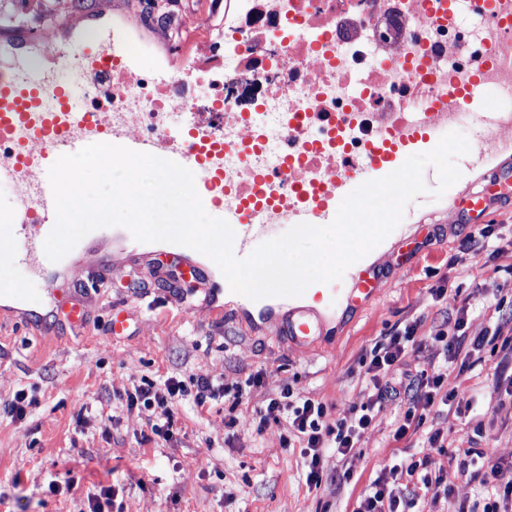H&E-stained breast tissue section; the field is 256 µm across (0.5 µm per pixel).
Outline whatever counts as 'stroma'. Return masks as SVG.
<instances>
[{"label":"stroma","instance_id":"obj_1","mask_svg":"<svg viewBox=\"0 0 512 512\" xmlns=\"http://www.w3.org/2000/svg\"><path fill=\"white\" fill-rule=\"evenodd\" d=\"M243 2L158 0V6L167 16L210 14L218 41ZM127 27L146 64L162 72L180 69L195 49L193 33L174 52L139 30L136 20ZM481 225L486 235L462 223L449 199L403 216L360 261L382 275L377 296L366 305L354 295L343 299L324 316L326 335L307 348L290 346L277 321L253 324L228 293L219 296L223 320L199 305L186 310L168 277L188 273L187 264L168 243H141L123 228L83 237L77 244L82 257L72 267L18 268L32 288L43 278L61 289L87 281L102 259L111 261L112 275L88 290L90 324L82 335L53 325L0 326V512H88L90 500L108 486L122 512H353L380 467L409 454L441 462L440 477L454 500L473 502V485L453 460L457 449L512 462V371H497L501 352L486 349L480 360L449 364L445 387L457 390V401L433 420L448 434L446 448L427 447L412 433L394 439L408 399L392 398L362 436L359 454L344 461L326 455L317 489L305 482L299 448L282 447L279 427L258 435L247 420L285 388L323 402L330 418L347 415L363 400V358L377 341L408 326L428 345L394 365L393 375L418 378L443 358L430 336L452 329L461 307L468 310L467 336L512 338V200L495 202ZM142 280L150 289L139 288ZM438 286L444 298L433 295ZM491 301L499 307L489 312ZM116 303L135 315L121 336L109 325ZM258 369L261 387L248 390L237 409L225 401L204 410L186 400L174 403L173 444L152 434L154 410L127 408L122 399L144 376L187 383L204 374L231 384ZM21 389L36 403L19 419L7 404ZM232 416L239 423L230 429ZM69 470L76 485L50 493L49 483L63 481Z\"/></svg>","mask_w":512,"mask_h":512}]
</instances>
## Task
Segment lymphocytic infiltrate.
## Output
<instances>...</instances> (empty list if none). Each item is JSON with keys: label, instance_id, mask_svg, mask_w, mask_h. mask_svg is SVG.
I'll use <instances>...</instances> for the list:
<instances>
[{"label": "lymphocytic infiltrate", "instance_id": "obj_1", "mask_svg": "<svg viewBox=\"0 0 512 512\" xmlns=\"http://www.w3.org/2000/svg\"><path fill=\"white\" fill-rule=\"evenodd\" d=\"M465 322V317H457L453 331L442 329L435 334L434 340L442 344L446 360L431 364L429 372L421 373L419 389L403 416L402 424L394 433L395 438H403L411 431L421 432L426 435L430 447H443L446 441L444 433L429 425L428 418L435 407L455 401L457 397L456 391L443 389L447 362L461 352L472 353L485 345L484 339L464 335ZM416 345L413 329L409 326L376 342L365 368V401L352 406L346 416L336 421H329L327 408L322 402L286 389L279 397L269 399L264 407L256 410L251 425L259 433L272 424L282 426L283 447L301 446L308 462L306 483L312 488L320 487L325 449H334L340 459L348 458L356 451L359 438L382 411L384 402L400 392V381L388 375L390 367ZM262 382L263 373L259 370L251 373L241 385L220 384L205 375L195 376L189 386L172 377L161 382L145 378L135 385L133 391L127 392L126 405L155 410L156 421L152 423L151 431L169 441L174 437L173 401L188 400L202 409L228 398L237 405L241 403L246 388L260 387ZM432 465L429 458H406L383 466L358 499L354 512H413L418 499L400 490L399 483L403 480L410 483L418 481L424 488H431ZM459 466L476 482L477 491L483 498L482 512H512L511 465H502L485 452L466 448L462 451Z\"/></svg>", "mask_w": 512, "mask_h": 512}]
</instances>
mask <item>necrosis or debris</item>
Masks as SVG:
<instances>
[{
	"label": "necrosis or debris",
	"instance_id": "obj_1",
	"mask_svg": "<svg viewBox=\"0 0 512 512\" xmlns=\"http://www.w3.org/2000/svg\"><path fill=\"white\" fill-rule=\"evenodd\" d=\"M234 30L241 43L231 63L216 60L206 42L185 62L210 74L207 100L159 90L148 76L125 75L112 84L113 123L161 134L184 113L198 114L199 128L226 143L224 170L234 176L247 164L273 167L281 151L278 133L322 143L335 120L348 123L345 152L356 159L375 113L406 101L419 77L410 65L373 69L372 50L397 53L414 42L426 44L436 84L443 87L502 37L468 0L441 28L418 20L405 0H249ZM250 122L273 137L245 157L232 143Z\"/></svg>",
	"mask_w": 512,
	"mask_h": 512
}]
</instances>
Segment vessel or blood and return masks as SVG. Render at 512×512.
<instances>
[{
  "label": "vessel or blood",
  "mask_w": 512,
  "mask_h": 512,
  "mask_svg": "<svg viewBox=\"0 0 512 512\" xmlns=\"http://www.w3.org/2000/svg\"><path fill=\"white\" fill-rule=\"evenodd\" d=\"M413 7L428 23L443 26L456 10L457 0H413ZM479 8L492 16L499 28L512 31V9L504 8L503 0H479ZM12 47L9 56L0 55V183L8 185L27 174L37 193L29 207L0 209V219L12 227L11 232L0 236V320H18L31 326L36 323L35 316L20 306L29 290L15 269L41 253L43 241L55 224L48 170L60 155L110 140L197 172L196 188L205 206L212 216L230 223L235 231L234 252L244 258L267 240L268 225L331 223L353 187L388 175L410 155L434 149L451 128L449 103L464 107L482 126L495 125L498 103L487 92L512 86V50L490 49L467 80L451 89L428 94L414 91L415 111L379 113L377 129L359 160L338 162L329 178L293 183L289 196L284 197L279 189L280 176L291 164L304 163L307 152L318 150V143L282 154L278 168L271 171L244 179L228 178L215 161L223 144L197 130L193 122H183L162 135L113 133L104 120V109L92 115L74 109L70 82L46 86L32 67L26 42H13ZM77 51L107 93L112 90L113 73L139 76L145 71L139 58L130 54L122 34L111 29L102 30L100 41L78 45ZM491 198L483 192H467L457 202L467 214L480 217L487 212ZM24 224L38 225L39 234L22 244L16 229ZM44 292L51 299L50 316L64 318L70 329L84 328L86 313L80 299L74 297L64 304L57 289L48 286ZM313 298L316 303L323 295L317 292ZM315 303L289 308L282 315L279 330L291 345L304 348L322 336L324 319Z\"/></svg>",
  "instance_id": "obj_1"
}]
</instances>
